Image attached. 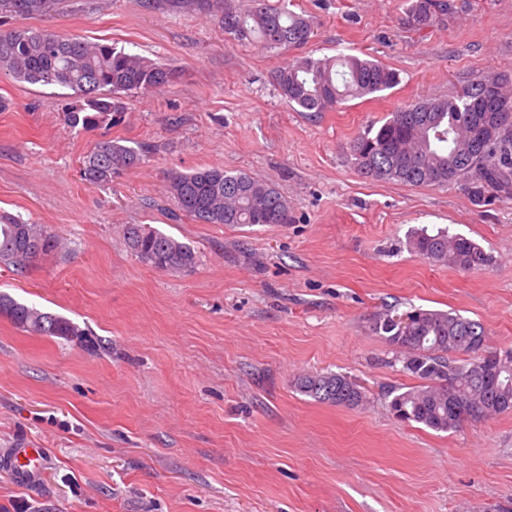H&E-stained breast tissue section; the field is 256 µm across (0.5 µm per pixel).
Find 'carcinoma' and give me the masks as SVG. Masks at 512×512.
<instances>
[{
  "instance_id": "cac0c4a2",
  "label": "carcinoma",
  "mask_w": 512,
  "mask_h": 512,
  "mask_svg": "<svg viewBox=\"0 0 512 512\" xmlns=\"http://www.w3.org/2000/svg\"><path fill=\"white\" fill-rule=\"evenodd\" d=\"M244 10L224 0L220 23L237 41L256 42L269 52L299 50L311 39L313 23L286 3L250 0ZM61 0H0V17L41 16L59 9ZM447 0H409L402 24L422 31ZM0 72L30 85L70 89L84 104L66 113L72 127L94 128L120 120L122 98L144 94L173 82L179 70L152 62L106 43L32 28L0 31ZM271 80L291 106L323 112L351 98L396 87L400 74L379 62L347 54L317 58L296 56L271 73ZM512 77L494 75L468 84L461 94L411 102L391 113L376 129L348 143L358 173L375 180L411 186L464 182L477 200L487 193L512 196V138L495 130L497 114L512 112L504 93ZM150 146L127 147L100 142L82 158L81 180L109 185L127 168L140 164ZM167 188L181 215L198 224H286L289 207L275 185L246 173L220 167L172 172ZM39 240L34 259L26 252ZM124 239L141 262L167 271L195 268V248L154 228L129 224ZM60 239L51 229L19 217L0 214V263L18 271L55 252ZM411 248L424 260L462 271L491 264L492 256L474 241L445 229H422L410 237ZM0 315L39 336H82L69 319L43 312L0 293ZM408 323L389 317L372 322L371 330L396 353L404 372L418 384L392 395L390 412L436 432H451L466 422L512 413V349L488 347L481 323L459 313L415 308ZM463 358L457 359L455 355ZM299 392L319 402L357 407L364 400L358 385L342 374L315 373L297 379Z\"/></svg>"
}]
</instances>
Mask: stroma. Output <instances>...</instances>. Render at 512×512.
Wrapping results in <instances>:
<instances>
[{
	"label": "stroma",
	"mask_w": 512,
	"mask_h": 512,
	"mask_svg": "<svg viewBox=\"0 0 512 512\" xmlns=\"http://www.w3.org/2000/svg\"><path fill=\"white\" fill-rule=\"evenodd\" d=\"M405 2L294 0L314 22L306 53L400 74L324 112L297 111L274 87L291 52L231 40L192 0H65L0 22L184 69L89 130L65 121L71 90L0 73V212L64 242L25 272L0 266V292L86 331L37 336L0 316V453L28 443L48 457L32 487L0 468V512H512V414L448 433L397 419L388 394L414 380L369 329L416 308L455 311L512 349V198L365 178L346 149L404 104L511 74L512 0H453L423 31L402 24ZM107 140L151 152L112 184L82 181V157ZM204 167L274 184L291 222L173 220L168 173ZM128 224L193 245L198 265L140 262ZM423 228L493 261L428 263L409 245ZM315 372L356 381L363 404L300 393L297 378Z\"/></svg>",
	"instance_id": "1"
}]
</instances>
